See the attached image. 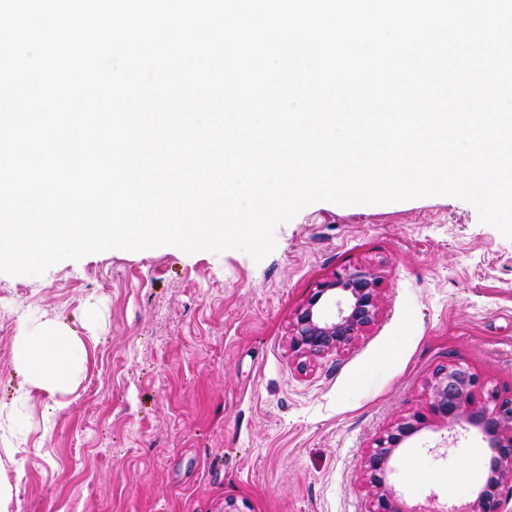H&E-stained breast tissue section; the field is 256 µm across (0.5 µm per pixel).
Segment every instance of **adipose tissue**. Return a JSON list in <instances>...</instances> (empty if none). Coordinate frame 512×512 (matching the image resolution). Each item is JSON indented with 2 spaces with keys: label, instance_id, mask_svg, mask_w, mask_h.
<instances>
[{
  "label": "adipose tissue",
  "instance_id": "obj_1",
  "mask_svg": "<svg viewBox=\"0 0 512 512\" xmlns=\"http://www.w3.org/2000/svg\"><path fill=\"white\" fill-rule=\"evenodd\" d=\"M15 357L25 384L49 392L68 388L85 361L78 338L57 321H23Z\"/></svg>",
  "mask_w": 512,
  "mask_h": 512
}]
</instances>
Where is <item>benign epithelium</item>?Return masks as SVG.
I'll use <instances>...</instances> for the list:
<instances>
[{
    "instance_id": "7a95c632",
    "label": "benign epithelium",
    "mask_w": 512,
    "mask_h": 512,
    "mask_svg": "<svg viewBox=\"0 0 512 512\" xmlns=\"http://www.w3.org/2000/svg\"><path fill=\"white\" fill-rule=\"evenodd\" d=\"M380 275L371 266H354L320 282L295 310L290 322V347L296 356L313 360L350 345L380 315ZM429 402L424 412L397 419L374 440L363 462V474L372 497L369 512H435L427 507L406 511L388 482L394 454L420 432L433 416L449 427H473L489 450L486 477L476 497L462 509L448 512H507L512 500V397L461 364L435 371L427 383ZM484 398L475 400L477 390Z\"/></svg>"
}]
</instances>
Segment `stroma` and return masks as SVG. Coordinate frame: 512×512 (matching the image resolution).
Wrapping results in <instances>:
<instances>
[{
  "mask_svg": "<svg viewBox=\"0 0 512 512\" xmlns=\"http://www.w3.org/2000/svg\"><path fill=\"white\" fill-rule=\"evenodd\" d=\"M275 240L260 261L162 246L0 274V427L14 425L22 316L65 323L85 350L77 381L32 391L21 434L0 444L8 512H224L228 498L251 512H369L363 459L425 410L435 370L461 364L512 395V239L471 204L319 201ZM359 265L381 276L377 322L301 362L294 311ZM484 449L475 429L433 424L397 450L389 482L409 507L464 505L479 479L448 478Z\"/></svg>",
  "mask_w": 512,
  "mask_h": 512,
  "instance_id": "stroma-1",
  "label": "stroma"
}]
</instances>
